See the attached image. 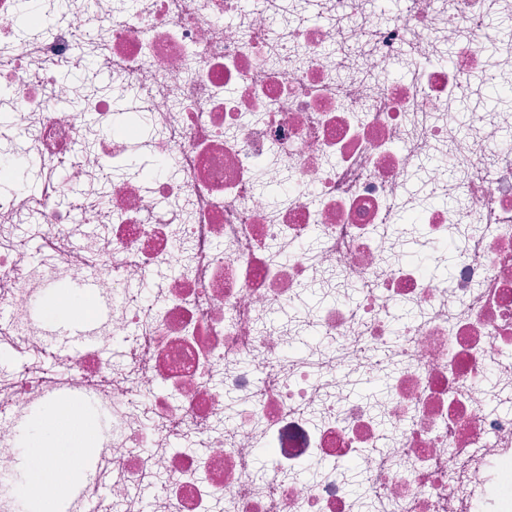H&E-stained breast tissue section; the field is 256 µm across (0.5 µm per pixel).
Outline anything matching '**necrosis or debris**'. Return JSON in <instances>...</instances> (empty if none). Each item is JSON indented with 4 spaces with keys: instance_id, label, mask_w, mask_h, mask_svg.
<instances>
[{
    "instance_id": "necrosis-or-debris-1",
    "label": "necrosis or debris",
    "mask_w": 512,
    "mask_h": 512,
    "mask_svg": "<svg viewBox=\"0 0 512 512\" xmlns=\"http://www.w3.org/2000/svg\"><path fill=\"white\" fill-rule=\"evenodd\" d=\"M37 13L0 0V178L31 160L84 194L0 199V351L29 355L0 376V476L63 387L112 416V512L157 472L150 512H512V413L487 407L512 398V103H482L512 86V0ZM87 277L111 309L50 372L38 304Z\"/></svg>"
}]
</instances>
